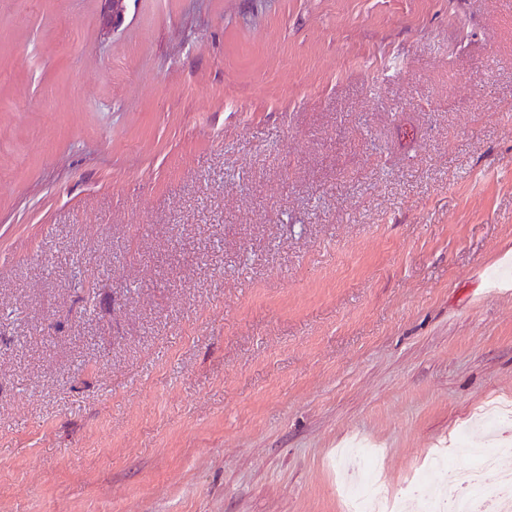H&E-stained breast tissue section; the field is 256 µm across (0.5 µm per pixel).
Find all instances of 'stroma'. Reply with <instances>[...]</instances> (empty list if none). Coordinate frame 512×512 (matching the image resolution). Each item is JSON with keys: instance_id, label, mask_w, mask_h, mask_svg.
<instances>
[{"instance_id": "35a3bbf8", "label": "stroma", "mask_w": 512, "mask_h": 512, "mask_svg": "<svg viewBox=\"0 0 512 512\" xmlns=\"http://www.w3.org/2000/svg\"><path fill=\"white\" fill-rule=\"evenodd\" d=\"M0 512H342L512 437V0H0ZM128 0H100L103 26L115 27L125 16ZM359 470L362 481L347 492L348 512H401V500L394 507L395 499L375 490L373 478V463L371 458L360 453Z\"/></svg>"}]
</instances>
